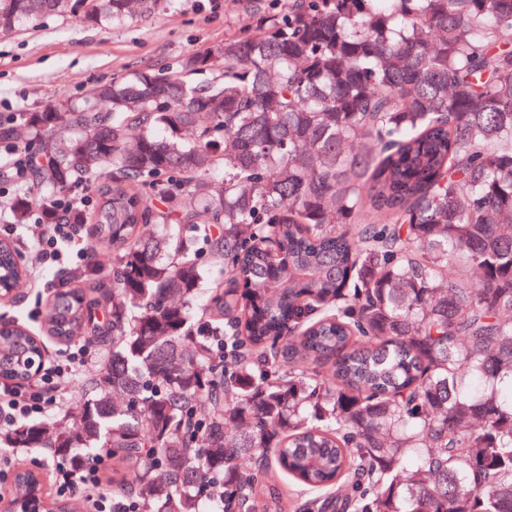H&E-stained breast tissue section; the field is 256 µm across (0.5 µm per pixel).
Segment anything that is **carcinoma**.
<instances>
[{"instance_id": "carcinoma-1", "label": "carcinoma", "mask_w": 512, "mask_h": 512, "mask_svg": "<svg viewBox=\"0 0 512 512\" xmlns=\"http://www.w3.org/2000/svg\"><path fill=\"white\" fill-rule=\"evenodd\" d=\"M132 0H0V33ZM39 142L6 223L72 210L112 282L52 299L46 332L105 355L76 422L7 448L96 453L137 512H282L269 459L322 492L300 512H512V0H278L176 68L135 70L0 123ZM225 285L194 308L196 243ZM0 277L25 281L0 238ZM244 285L238 291V285ZM0 380L43 345L2 320ZM84 187H75L69 188L63 194L57 196L52 200V204L56 207V209L60 212H67L75 207L84 205L88 197L87 194H90L92 197L94 196V186L91 182L83 183Z\"/></svg>"}]
</instances>
